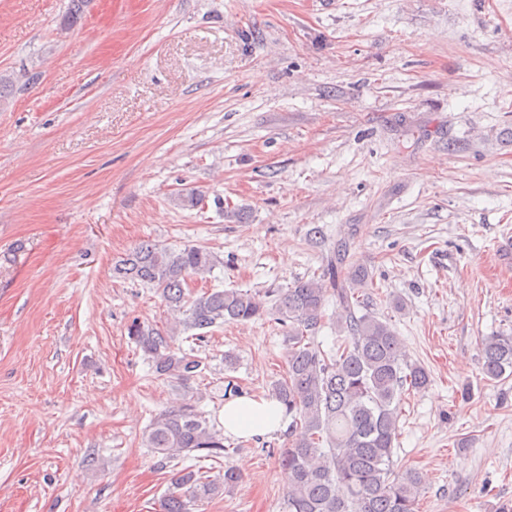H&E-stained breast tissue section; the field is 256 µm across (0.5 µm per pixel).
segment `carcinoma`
Returning a JSON list of instances; mask_svg holds the SVG:
<instances>
[{"label": "carcinoma", "mask_w": 512, "mask_h": 512, "mask_svg": "<svg viewBox=\"0 0 512 512\" xmlns=\"http://www.w3.org/2000/svg\"><path fill=\"white\" fill-rule=\"evenodd\" d=\"M348 248L336 244L318 277L300 279L271 291V306L239 290L211 288L196 296L187 281L214 270L217 258L207 248H173L141 240L113 265V275L154 289L177 316L182 330L202 343L213 327L260 320L268 315L288 323L287 372L272 387V397L292 418L293 439L279 459L287 480L283 512H418L421 476L395 467L404 395L430 383L429 371L411 363L393 325L373 312L357 314L359 294L374 287L364 266L346 267ZM336 301V326L343 342L325 351L316 341L325 306ZM128 335L155 372L186 385L202 361L174 346L173 330L134 321ZM483 374L489 381L512 372V334L482 342ZM146 447L167 460L219 459L224 437L188 401L156 417ZM241 481L224 466L222 475L185 467L171 480L160 512H191Z\"/></svg>", "instance_id": "carcinoma-1"}]
</instances>
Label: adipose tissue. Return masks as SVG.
I'll use <instances>...</instances> for the list:
<instances>
[{"mask_svg": "<svg viewBox=\"0 0 512 512\" xmlns=\"http://www.w3.org/2000/svg\"><path fill=\"white\" fill-rule=\"evenodd\" d=\"M282 405L265 396L243 395L224 405V432L241 437H264L283 429Z\"/></svg>", "mask_w": 512, "mask_h": 512, "instance_id": "1", "label": "adipose tissue"}]
</instances>
